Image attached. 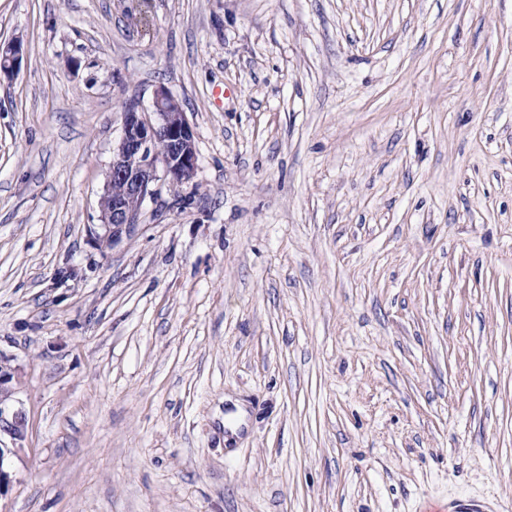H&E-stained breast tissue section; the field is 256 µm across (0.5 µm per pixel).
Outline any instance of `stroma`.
<instances>
[{"mask_svg":"<svg viewBox=\"0 0 512 512\" xmlns=\"http://www.w3.org/2000/svg\"><path fill=\"white\" fill-rule=\"evenodd\" d=\"M16 39L0 512L512 507V0H0ZM161 85L195 176L96 246ZM9 361L10 358L0 351V497L12 482L9 464L11 458L24 448L29 427L26 413L13 402V371L10 367L5 369L2 366V363Z\"/></svg>","mask_w":512,"mask_h":512,"instance_id":"35a3bbf8","label":"stroma"}]
</instances>
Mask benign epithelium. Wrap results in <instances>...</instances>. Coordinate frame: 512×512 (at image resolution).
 <instances>
[{
    "instance_id": "benign-epithelium-1",
    "label": "benign epithelium",
    "mask_w": 512,
    "mask_h": 512,
    "mask_svg": "<svg viewBox=\"0 0 512 512\" xmlns=\"http://www.w3.org/2000/svg\"><path fill=\"white\" fill-rule=\"evenodd\" d=\"M24 54L20 41L0 46V73L16 70ZM154 118L133 107L124 110L123 134L112 151L106 187L100 199L101 228L90 230L98 244L111 245L139 223L146 199L154 196L158 168L171 184L190 182L197 168L194 134L180 101L164 86L153 99ZM122 192L112 194V184ZM10 358L0 351V497L8 490L12 477L11 458L23 448L28 432L26 413L13 402L12 369L2 363Z\"/></svg>"
}]
</instances>
